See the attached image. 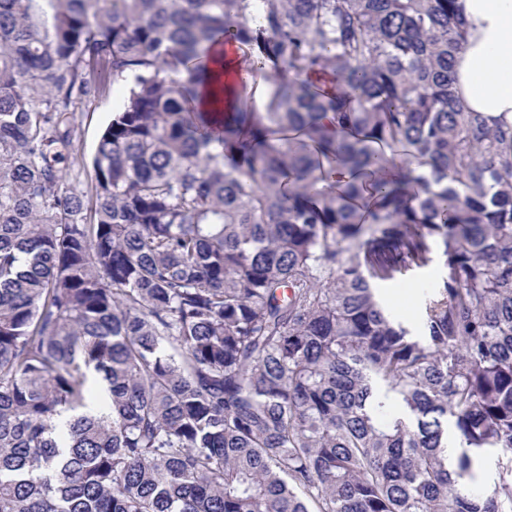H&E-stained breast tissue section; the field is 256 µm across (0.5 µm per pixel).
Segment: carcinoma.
<instances>
[{
  "label": "carcinoma",
  "instance_id": "1",
  "mask_svg": "<svg viewBox=\"0 0 512 512\" xmlns=\"http://www.w3.org/2000/svg\"><path fill=\"white\" fill-rule=\"evenodd\" d=\"M454 3L0 0V512H512V128ZM437 251L413 330L375 282ZM129 82H107L102 96L91 101L78 103L75 107L76 140L79 166L91 170L89 161L95 151L100 135L112 118V113L121 104Z\"/></svg>",
  "mask_w": 512,
  "mask_h": 512
}]
</instances>
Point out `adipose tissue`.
<instances>
[{"mask_svg":"<svg viewBox=\"0 0 512 512\" xmlns=\"http://www.w3.org/2000/svg\"><path fill=\"white\" fill-rule=\"evenodd\" d=\"M466 31L452 87L472 112L512 124V0H456Z\"/></svg>","mask_w":512,"mask_h":512,"instance_id":"ef3b65f1","label":"adipose tissue"}]
</instances>
